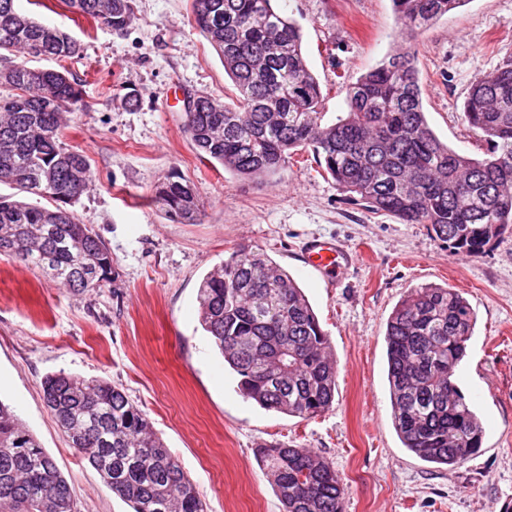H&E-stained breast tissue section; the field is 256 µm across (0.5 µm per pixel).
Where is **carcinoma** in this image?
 <instances>
[{"instance_id":"carcinoma-1","label":"carcinoma","mask_w":512,"mask_h":512,"mask_svg":"<svg viewBox=\"0 0 512 512\" xmlns=\"http://www.w3.org/2000/svg\"><path fill=\"white\" fill-rule=\"evenodd\" d=\"M0 0V183L46 206L0 196V255L46 270L73 291L102 288L112 271L106 243L69 209L90 184L88 157L63 141L82 107L66 70L28 65L78 56L74 37ZM467 0H392L405 47L347 87V112L333 122L302 48V32L272 0H193L196 28L236 89L226 104L208 94L185 112L203 162L243 178L277 173L291 151L310 149L348 199L423 224L448 252L475 257L512 232V59L480 74L463 105L481 134L480 156L442 142L423 108L411 40ZM73 12L122 31L135 0H65ZM151 202L172 222L196 224L204 202L180 180L161 183ZM200 323L238 376V391L261 408L303 419L330 411L336 365L329 339L298 283L263 252L241 244L203 278ZM475 312L448 287L410 289L385 332L395 429L409 451L453 469L482 445L484 428L455 374L473 336ZM43 401L71 447L133 512H206L179 460L147 414L119 386L59 372ZM284 512H344L345 486L322 454L298 445H259ZM0 512H75L54 459L0 401Z\"/></svg>"}]
</instances>
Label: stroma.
Segmentation results:
<instances>
[{"label": "stroma", "mask_w": 512, "mask_h": 512, "mask_svg": "<svg viewBox=\"0 0 512 512\" xmlns=\"http://www.w3.org/2000/svg\"><path fill=\"white\" fill-rule=\"evenodd\" d=\"M193 0H138L124 32L64 0L17 8L79 40L65 66L84 90L64 142L84 151L93 182L72 210L112 254V278L83 293L0 256V400L56 461L76 512H130L71 448L42 400L64 371L123 387L195 484L206 512H282L255 456L280 441L326 456L345 487L346 512H512V234L479 257L449 254L421 224L349 201L311 153L274 178H240L200 162L187 134L185 92L229 103L235 89L194 27ZM303 32L326 120L346 108L348 84L395 44L391 0H286ZM424 109L437 136L479 154L462 116L476 76L512 58V0H468L415 40ZM135 92L138 106L123 97ZM205 203L200 223L176 224L151 204L171 174ZM337 241L359 262L334 287L307 272L302 247ZM263 249L304 288L338 365L331 411L310 419L243 398L199 322L198 288L239 245ZM455 288L477 318L455 381L485 434L479 452L448 471L404 448L391 416L386 322L408 289Z\"/></svg>", "instance_id": "1"}]
</instances>
